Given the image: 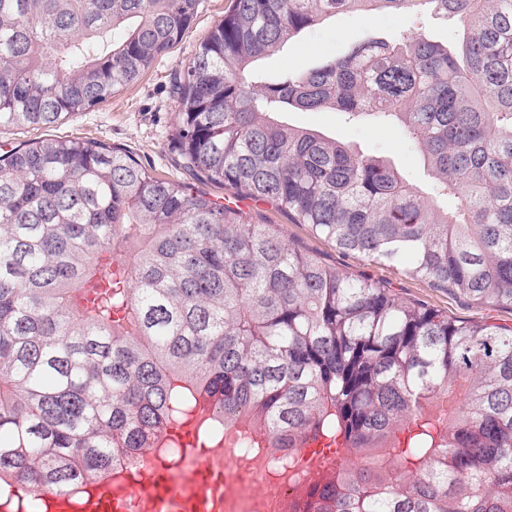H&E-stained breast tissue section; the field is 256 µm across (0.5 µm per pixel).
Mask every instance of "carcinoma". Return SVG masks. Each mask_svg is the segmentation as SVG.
I'll return each instance as SVG.
<instances>
[{"label":"carcinoma","instance_id":"obj_1","mask_svg":"<svg viewBox=\"0 0 512 512\" xmlns=\"http://www.w3.org/2000/svg\"><path fill=\"white\" fill-rule=\"evenodd\" d=\"M198 8L0 0V127L105 103ZM427 10L460 21L453 51L410 33L258 68L336 14ZM172 96L171 146L196 181L512 308V0H232ZM293 110L398 128L428 189L281 119ZM189 421L253 455L318 447L288 472L284 512H512V327L348 276L118 147L48 138L0 155V507L41 512L51 492L83 512L90 486Z\"/></svg>","mask_w":512,"mask_h":512}]
</instances>
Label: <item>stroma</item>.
<instances>
[{
  "label": "stroma",
  "instance_id": "obj_1",
  "mask_svg": "<svg viewBox=\"0 0 512 512\" xmlns=\"http://www.w3.org/2000/svg\"><path fill=\"white\" fill-rule=\"evenodd\" d=\"M230 5L231 0H200L197 17L181 43L160 55L138 81L115 93L107 102L48 129L0 128V154L45 138L91 140L125 150L152 175L173 182H188V175L175 164L171 151L176 104L170 93V82L188 64L196 45L223 18ZM410 28L432 40L452 44L461 25L453 17L427 16L417 22L407 14L378 13L366 20L353 14H339L305 33L297 46L267 58L263 67L268 71L309 69L324 59L345 53L368 36L388 38ZM288 121L296 126L322 130L364 152L390 158L412 184L419 185L425 180L418 151L396 128L370 121L352 122L338 112L292 111ZM206 191L224 204L238 201L244 220L266 225L270 233L348 275L384 283L402 300L426 303L460 320L512 326V308L468 303L447 290L410 278L400 266L343 255L312 235L306 225L293 223L270 202L240 201L235 190L215 185L207 186Z\"/></svg>",
  "mask_w": 512,
  "mask_h": 512
}]
</instances>
